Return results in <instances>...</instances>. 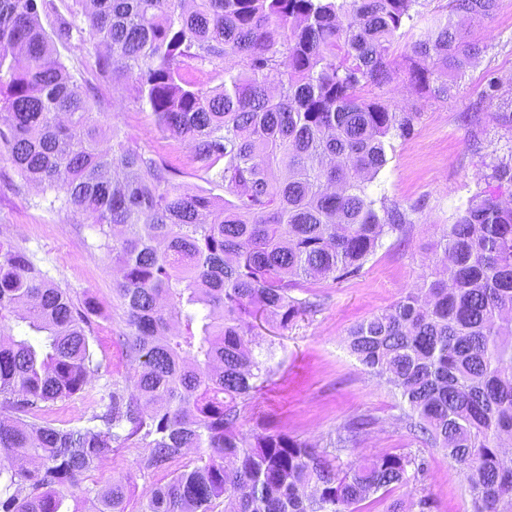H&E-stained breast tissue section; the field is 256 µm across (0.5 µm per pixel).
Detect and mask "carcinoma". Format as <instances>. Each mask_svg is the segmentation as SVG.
I'll return each instance as SVG.
<instances>
[{"instance_id":"cac0c4a2","label":"carcinoma","mask_w":512,"mask_h":512,"mask_svg":"<svg viewBox=\"0 0 512 512\" xmlns=\"http://www.w3.org/2000/svg\"><path fill=\"white\" fill-rule=\"evenodd\" d=\"M100 71L126 84L158 126L193 144L190 163L228 197L180 189L178 168L112 131L57 57L38 0H0V158L98 226L125 316L132 388L100 398L81 425L41 418L82 393L95 356L91 299H75L21 246L0 239V512H127L126 482L83 476L125 448L164 475L138 512H360L423 471L410 454L336 467L279 432L245 434L241 410L272 375L253 321L281 329L317 307L304 280L357 275L404 209L368 193L411 118L362 95L392 79L388 56L418 0H74ZM496 0H453L490 17ZM407 77L445 97L482 48L438 19L408 45ZM239 59L240 69L225 65ZM221 78L204 88L198 74ZM497 185L470 198L435 244L433 271L396 304L353 325L352 356L401 399L409 430L459 467L473 512H512V207ZM25 329L13 333L9 320ZM370 425L350 421L335 451ZM196 456L181 463L184 449ZM395 500L387 512H430Z\"/></svg>"}]
</instances>
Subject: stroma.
<instances>
[{
  "instance_id": "35a3bbf8",
  "label": "stroma",
  "mask_w": 512,
  "mask_h": 512,
  "mask_svg": "<svg viewBox=\"0 0 512 512\" xmlns=\"http://www.w3.org/2000/svg\"><path fill=\"white\" fill-rule=\"evenodd\" d=\"M419 2L414 28L391 57L393 80L369 89L412 117L411 134L393 139L386 165L368 186L373 197L406 209L409 222L402 233L383 237L359 275L305 282L298 295L316 301L315 309L287 329L262 331L274 353V374L244 409L241 429L285 433L328 451L339 428L354 418H369L359 445L341 453L340 462L384 453L417 456L423 471L416 481L393 488L390 497L410 502L428 495L435 502L433 512H470L467 484L456 464L412 435L399 397L346 349L351 326L398 302L419 284L422 272L433 270L441 227L453 223L457 208L486 187L494 166L512 163V121L503 116L505 104L512 103V0H497L489 18L458 16L469 39L485 50L454 79L444 98L417 93L404 73L408 43L423 36L433 20L450 14V0ZM54 47L71 75L89 88L105 131L129 134L146 154L180 167L182 190L223 195V187L195 176L191 142L162 131L129 91L101 74L92 42L56 39ZM0 237L26 248L61 287L95 303L90 317L94 348L108 369L92 376L84 392L46 412L58 424H76L96 409L106 388L124 389L132 382L122 310L112 293L117 268L98 250L95 225L50 206L47 193L23 182L5 161H0ZM138 455L135 448L112 454L109 468L92 469L85 485L101 489L113 479H126L127 512H138L151 483L135 467Z\"/></svg>"
}]
</instances>
